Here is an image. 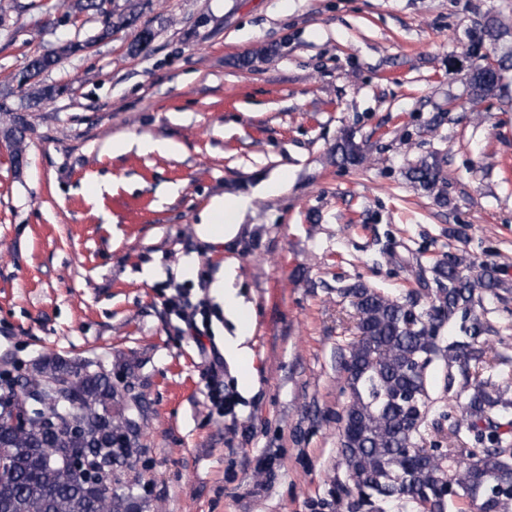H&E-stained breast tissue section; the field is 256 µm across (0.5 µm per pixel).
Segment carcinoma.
<instances>
[{
  "mask_svg": "<svg viewBox=\"0 0 512 512\" xmlns=\"http://www.w3.org/2000/svg\"><path fill=\"white\" fill-rule=\"evenodd\" d=\"M107 0H73L76 13L93 11L103 17L99 34L91 40H71L57 51L37 55L13 76L17 88L30 91V101L61 95L64 88L44 85L41 77L58 61L83 53L108 39L116 29L136 26L139 6L114 15L104 8ZM512 29L497 17L486 15L471 30L469 39L485 47L497 44ZM156 32L148 25L138 29L130 44L134 53L149 50ZM512 58L507 51L499 58L485 56L482 67L469 73L468 85L475 103L497 95L501 71ZM29 125L14 115L6 137L16 157L24 154ZM336 164L361 166L363 149L351 130L343 132L333 150ZM444 160L433 152L418 158L405 171L413 186L448 205ZM464 260L450 255L433 269L440 293L426 309L415 300L402 301L367 285L355 282L343 289L358 319L356 336L343 355L342 369L349 396L340 421L350 423L354 437L341 443V456L354 490L378 502V508L399 501L416 512H448L450 499L462 492L475 512H512V473L505 469L504 453L509 445L499 433L501 422L512 424V395L502 386L500 375L488 359V350L467 341L480 331L479 321L461 327V335L443 344L439 332L457 315L474 312L483 295L494 294L500 282L487 269L475 275L461 270ZM459 367L468 391L461 419L450 426L448 448L443 454L429 453L427 418L429 394L426 367L436 358ZM51 381L64 387L69 406L77 410L83 432L74 435L30 420L15 428L0 422V512H119L112 479L102 484L79 479L68 469L50 465V455L66 459L75 452L95 457L108 449L112 462L129 456L127 434H141L142 427L112 417L116 390L109 371L93 368L87 360L46 355L18 378L0 376V407L22 413L30 409L29 388ZM401 390L406 398L396 397ZM484 445L480 453L466 447L469 440Z\"/></svg>",
  "mask_w": 512,
  "mask_h": 512,
  "instance_id": "obj_1",
  "label": "carcinoma"
}]
</instances>
